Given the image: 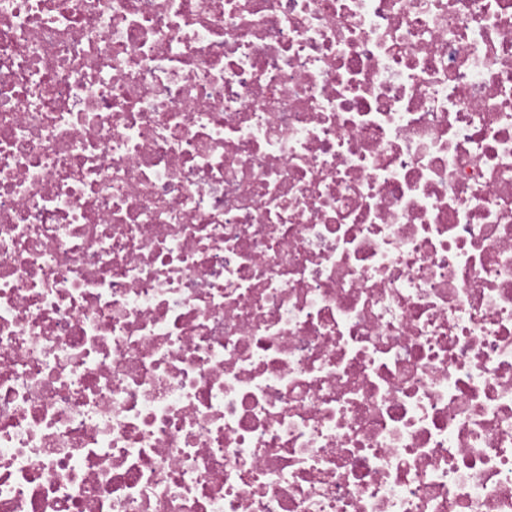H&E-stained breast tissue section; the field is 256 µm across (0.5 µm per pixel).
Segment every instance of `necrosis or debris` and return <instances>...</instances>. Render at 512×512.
Masks as SVG:
<instances>
[{
    "label": "necrosis or debris",
    "mask_w": 512,
    "mask_h": 512,
    "mask_svg": "<svg viewBox=\"0 0 512 512\" xmlns=\"http://www.w3.org/2000/svg\"><path fill=\"white\" fill-rule=\"evenodd\" d=\"M0 512H512V0H0Z\"/></svg>",
    "instance_id": "necrosis-or-debris-1"
}]
</instances>
